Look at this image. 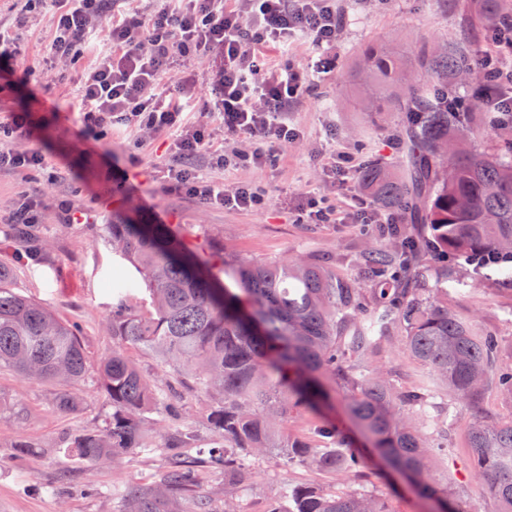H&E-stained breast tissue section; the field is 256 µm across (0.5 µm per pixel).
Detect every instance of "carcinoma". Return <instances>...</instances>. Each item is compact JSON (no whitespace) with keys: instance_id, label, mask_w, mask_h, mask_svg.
<instances>
[{"instance_id":"obj_1","label":"carcinoma","mask_w":512,"mask_h":512,"mask_svg":"<svg viewBox=\"0 0 512 512\" xmlns=\"http://www.w3.org/2000/svg\"><path fill=\"white\" fill-rule=\"evenodd\" d=\"M512 21V0H471L463 22L482 35ZM465 55L422 45L409 69L368 50L356 71L385 91L404 113L400 167L378 157L359 169L361 190L394 224H367L360 262L371 287L336 275L323 257H219L169 238L159 226L109 224L114 245L140 269L150 308L119 304L112 311V352L96 382L112 404L104 426L65 433L56 447L81 461L119 460L137 448L167 453L150 485L115 487L122 512H235L198 492L201 468L224 467V488L247 479L244 451L280 452L321 475H360L370 455L384 458L443 512H471L464 497L430 475L426 429L448 436L450 409L471 410L465 434L468 463L496 512H512V418L482 412L494 390L512 401V365L499 360V341L448 306L445 283L466 267L472 277L494 268L512 281V125L498 128L493 149L471 146L493 114L472 99L478 72L462 71ZM233 280L230 288L218 277ZM403 336L407 357L422 366L412 386L396 388L370 368L381 341ZM136 345L193 379L212 400L204 423L216 441L203 448L191 430L153 441L172 413L169 385L149 381L126 356ZM87 355L75 326L16 293L0 267V368L24 378L82 382ZM341 391L345 408L367 441L353 445L336 423H318L316 439L288 435L296 410L319 413ZM291 512H388L371 492L327 490L317 484L281 487Z\"/></svg>"}]
</instances>
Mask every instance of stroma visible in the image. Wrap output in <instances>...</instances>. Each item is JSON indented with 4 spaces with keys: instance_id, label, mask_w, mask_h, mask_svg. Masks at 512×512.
Wrapping results in <instances>:
<instances>
[{
    "instance_id": "35a3bbf8",
    "label": "stroma",
    "mask_w": 512,
    "mask_h": 512,
    "mask_svg": "<svg viewBox=\"0 0 512 512\" xmlns=\"http://www.w3.org/2000/svg\"><path fill=\"white\" fill-rule=\"evenodd\" d=\"M465 0H338L345 24L331 54L334 70L318 77L314 94L303 96L288 108V123L298 129L299 140L273 152V159L259 168L211 170L213 179L232 186L248 182L266 192L264 212L225 211L204 208L198 201L165 191L159 182L141 173L162 167L167 161V139L146 138L136 146V134L115 128L112 155L88 151L77 137L75 114L39 110L37 131L29 140L16 142L19 150L34 149L46 157L36 171L0 174V213L7 212L22 191L41 187L45 201L40 214L36 259L18 260L25 246L8 224L0 223V266L8 268L15 292L53 310L78 326L89 367L112 349V308L117 303L109 278L119 273L133 282L130 305L149 297L142 273L127 257L116 251L105 229L126 214L142 224L163 217L178 236L207 241L223 248L226 255L272 258L284 254L329 257L337 275L359 283L367 277L358 262L363 244L361 227L351 216V200L360 194L357 178L336 182L323 168L328 157L343 153L355 163L369 156L398 162L402 151L397 135L402 124L400 112L371 118L366 103L371 93L355 72V63L367 47L395 57L411 56L415 47L435 43H456L464 48L468 61H475L488 48L484 38L461 30V6ZM0 24L15 28L23 58L15 64V82L9 103L27 106L32 97L63 104L73 102L81 75L93 67L101 46L90 41L83 46L63 81L38 86L24 70L45 62L53 29L52 13L35 8L25 14L11 11L0 0ZM325 197L335 205L336 224H306L298 217L305 193ZM70 201L90 216L85 224H64L59 204ZM449 301L476 323L495 334L499 357L512 364V285L494 277L475 281L465 269H458L448 284ZM129 358L149 378L171 382L175 399L186 423L196 427L200 440L211 437L203 424L209 399L193 388L191 381L176 378L172 369L153 355L130 345ZM58 383L26 379L9 369L0 370V512H119L117 500L105 496L116 484H149L166 465L163 452H135L115 462L88 464L57 452L54 442L62 434L103 424L111 407L93 379L73 385L80 400L73 411L55 408ZM25 407L28 418L17 422L16 407ZM467 410L451 419L453 453L437 460L434 475L446 479L466 496L473 512H493L484 487L466 467L465 425ZM37 442L36 455L20 461L12 444L19 437ZM249 478L231 492L238 512H260L275 500L281 484L316 483L327 489L370 491L387 504L389 512H435L434 502L423 498L401 481L388 477L384 464H376L361 478L343 482L317 475L304 465L273 452L262 458H248Z\"/></svg>"
}]
</instances>
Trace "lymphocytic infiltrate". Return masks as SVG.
I'll return each mask as SVG.
<instances>
[{
    "instance_id": "lymphocytic-infiltrate-1",
    "label": "lymphocytic infiltrate",
    "mask_w": 512,
    "mask_h": 512,
    "mask_svg": "<svg viewBox=\"0 0 512 512\" xmlns=\"http://www.w3.org/2000/svg\"><path fill=\"white\" fill-rule=\"evenodd\" d=\"M52 11L55 25L46 65L38 75L58 81L92 36L104 49L79 82L74 106L83 141L100 143L114 125L151 135H166L169 160L163 172L167 191L206 207L259 212L267 205L263 190L241 183L232 187L208 176L266 163L271 146L296 142L300 133L285 114L293 100L309 92L303 72L291 62L266 66L264 52H286L302 37L319 49L316 73L329 74L323 51L335 44L343 26L336 0H154L151 12L130 0H38ZM478 66L499 100H485L496 125L512 123V66L500 63L498 46L512 48V36L494 38ZM207 63L205 81L182 75L179 59ZM203 112L225 133L248 134L260 144L248 153L215 145L204 125L189 113ZM206 157L208 168L197 160Z\"/></svg>"
}]
</instances>
